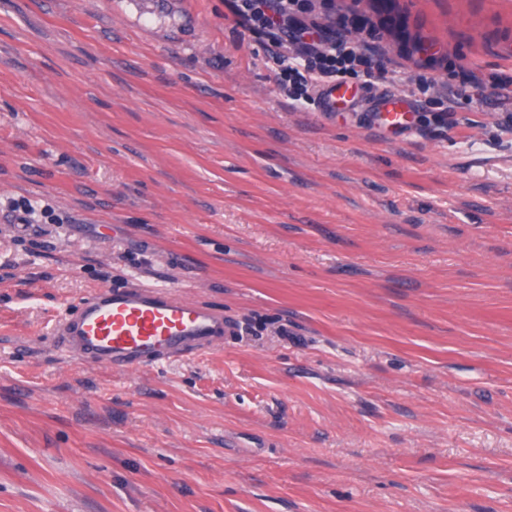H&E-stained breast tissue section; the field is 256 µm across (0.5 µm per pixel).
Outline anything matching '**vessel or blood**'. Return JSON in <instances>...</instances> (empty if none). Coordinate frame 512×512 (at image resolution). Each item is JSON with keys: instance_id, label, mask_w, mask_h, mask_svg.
Masks as SVG:
<instances>
[{"instance_id": "b4317fda", "label": "vessel or blood", "mask_w": 512, "mask_h": 512, "mask_svg": "<svg viewBox=\"0 0 512 512\" xmlns=\"http://www.w3.org/2000/svg\"><path fill=\"white\" fill-rule=\"evenodd\" d=\"M357 100V91L342 85L326 94L324 109L336 112L353 107ZM373 110L397 131L409 124L412 113L408 100L398 95L379 98ZM228 331L222 311L138 284L98 291L59 326L69 353L120 370L207 352Z\"/></svg>"}]
</instances>
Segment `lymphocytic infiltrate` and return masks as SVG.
<instances>
[{"label": "lymphocytic infiltrate", "mask_w": 512, "mask_h": 512, "mask_svg": "<svg viewBox=\"0 0 512 512\" xmlns=\"http://www.w3.org/2000/svg\"><path fill=\"white\" fill-rule=\"evenodd\" d=\"M233 8L244 29L268 39L273 58H281L284 41L293 42L294 55L279 80L292 104L320 106L327 89L350 79L374 90L386 69L379 31L358 13L314 23L311 0H235Z\"/></svg>", "instance_id": "1"}]
</instances>
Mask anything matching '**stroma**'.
Returning a JSON list of instances; mask_svg holds the SVG:
<instances>
[{
  "label": "stroma",
  "mask_w": 512,
  "mask_h": 512,
  "mask_svg": "<svg viewBox=\"0 0 512 512\" xmlns=\"http://www.w3.org/2000/svg\"><path fill=\"white\" fill-rule=\"evenodd\" d=\"M332 6L384 24L402 133L290 108L230 0H0V512H512V0ZM131 283L231 336L73 357ZM456 84L445 85L441 94V99L437 100V110L434 112V120L440 119L444 121L446 112H454V104L456 100L463 97H469L467 94L469 89L476 90L479 88V80L477 76L471 71L462 66H457V70H454Z\"/></svg>",
  "instance_id": "35a3bbf8"
}]
</instances>
